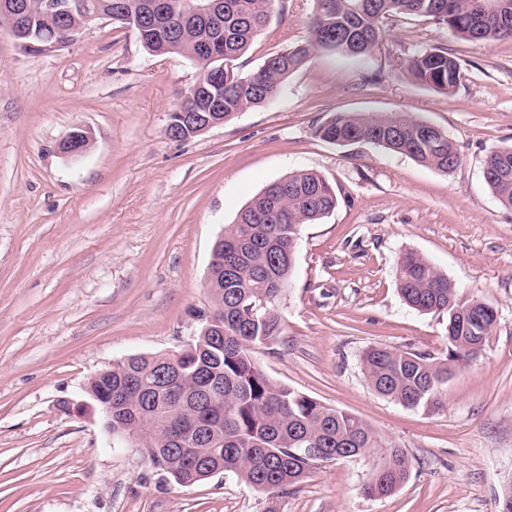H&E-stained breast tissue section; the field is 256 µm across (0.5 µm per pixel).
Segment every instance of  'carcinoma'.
<instances>
[{
  "label": "carcinoma",
  "instance_id": "cac0c4a2",
  "mask_svg": "<svg viewBox=\"0 0 512 512\" xmlns=\"http://www.w3.org/2000/svg\"><path fill=\"white\" fill-rule=\"evenodd\" d=\"M31 38H60L66 28L30 0ZM102 12L139 19L150 0H92ZM307 39L244 72L239 60L276 13L272 0H222L212 16H195L178 29L166 19L148 22L139 39L156 55L203 58L224 81L209 86L222 99L224 120L262 106L311 54L343 58L368 55L397 15L423 17L471 41L512 40V0H315ZM408 71L420 84L444 93L460 82V64L445 47L417 50ZM425 122L405 112H339L315 129L335 144L367 143L405 155L440 172L453 171L460 156L441 129L424 134ZM484 180L498 202L512 208V146L494 147L484 162ZM336 190L320 174L294 171L266 185L224 227L213 251L211 305L224 319V335L199 330L180 355H133L95 374L86 393L112 389V429L144 435L141 453L156 471L181 486L222 472L278 493L300 483L311 470L344 457L373 456L361 493L368 499L392 494L409 477L403 448L383 438L361 418L327 407L270 379L253 353L272 348L282 335L280 304L289 288L302 226L332 213ZM397 284L405 303L421 313L466 312L475 302L458 299V287L414 251L397 261ZM476 337L461 322L448 327L443 358L372 346L362 355L363 373L378 394L411 409L437 411L448 401V381L476 358ZM220 389L222 399L205 390Z\"/></svg>",
  "mask_w": 512,
  "mask_h": 512
}]
</instances>
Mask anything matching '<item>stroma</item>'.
<instances>
[{"label": "stroma", "instance_id": "1", "mask_svg": "<svg viewBox=\"0 0 512 512\" xmlns=\"http://www.w3.org/2000/svg\"><path fill=\"white\" fill-rule=\"evenodd\" d=\"M315 0H284L243 70L302 42ZM460 64L447 94L417 84L416 49ZM197 63L155 55L134 30L100 20L59 52H23L0 27V512H498L512 484V208L483 177L512 145V41L452 37L396 16L361 59L316 52L271 104L177 141L167 132ZM338 112H406L445 131L450 173L315 129ZM84 128L79 157L58 145ZM312 170L336 189L329 217L304 225L283 332L255 360L273 380L351 413L404 448L392 495L361 493L372 458L313 469L288 493L231 473L182 487L138 449L114 448L86 394L92 375L131 355H174L210 303L213 245L267 184ZM415 251L462 300L498 319L482 353L448 382L438 411L378 395L361 366L371 346L437 358L447 317L410 309L396 262Z\"/></svg>", "mask_w": 512, "mask_h": 512}]
</instances>
